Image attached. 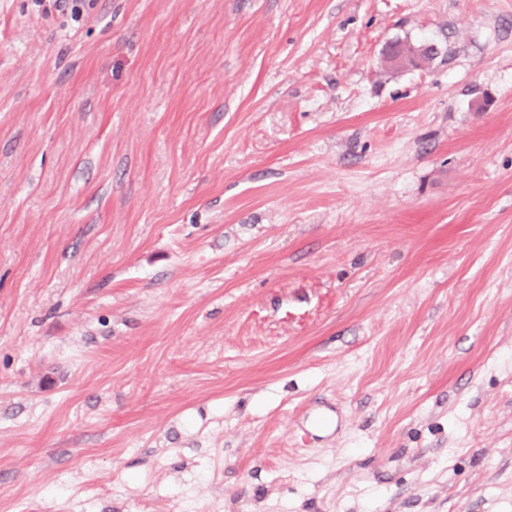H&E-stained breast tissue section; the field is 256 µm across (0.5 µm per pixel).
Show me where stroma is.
<instances>
[{"mask_svg": "<svg viewBox=\"0 0 512 512\" xmlns=\"http://www.w3.org/2000/svg\"><path fill=\"white\" fill-rule=\"evenodd\" d=\"M0 512H512V0H0Z\"/></svg>", "mask_w": 512, "mask_h": 512, "instance_id": "1", "label": "stroma"}]
</instances>
